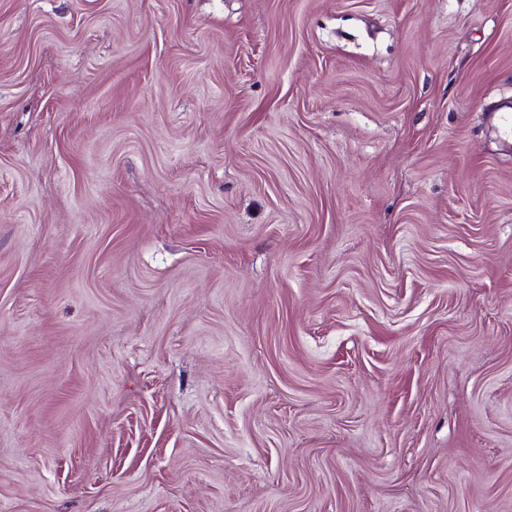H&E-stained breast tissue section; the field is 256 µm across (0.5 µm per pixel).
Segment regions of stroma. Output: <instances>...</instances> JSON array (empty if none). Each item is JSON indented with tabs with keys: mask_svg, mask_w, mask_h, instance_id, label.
<instances>
[{
	"mask_svg": "<svg viewBox=\"0 0 512 512\" xmlns=\"http://www.w3.org/2000/svg\"><path fill=\"white\" fill-rule=\"evenodd\" d=\"M512 0H0V512H512Z\"/></svg>",
	"mask_w": 512,
	"mask_h": 512,
	"instance_id": "stroma-1",
	"label": "stroma"
}]
</instances>
